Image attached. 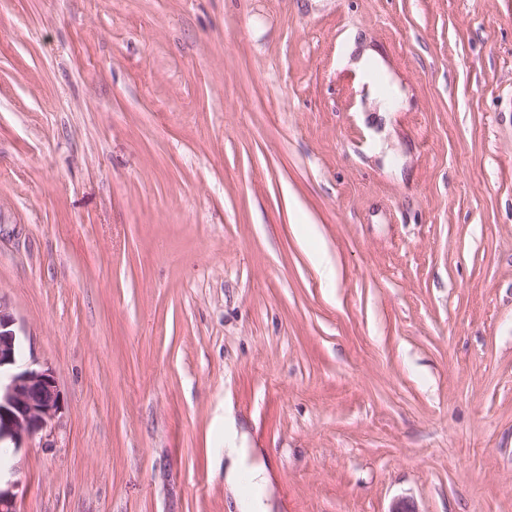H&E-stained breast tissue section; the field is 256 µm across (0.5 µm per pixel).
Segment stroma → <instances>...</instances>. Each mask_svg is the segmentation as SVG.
<instances>
[{
  "label": "stroma",
  "instance_id": "obj_1",
  "mask_svg": "<svg viewBox=\"0 0 512 512\" xmlns=\"http://www.w3.org/2000/svg\"><path fill=\"white\" fill-rule=\"evenodd\" d=\"M0 299L20 512H512V0H0ZM356 51L354 40L349 43L347 53L344 58V65L354 74L356 81L364 84L369 82L370 58L367 51L359 54ZM14 321L0 299V447L12 443V448H21L26 439L53 427L63 403L51 368L18 370L20 344ZM228 432L227 448H224V484L234 492L235 506L238 512H268L266 504V489L269 485V474L263 464L250 462L252 448L238 446L230 431L235 429V419L232 415L224 414V430ZM244 473L250 475L253 485L259 493L252 497L240 494L239 487Z\"/></svg>",
  "mask_w": 512,
  "mask_h": 512
}]
</instances>
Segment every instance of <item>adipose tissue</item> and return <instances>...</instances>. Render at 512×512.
Wrapping results in <instances>:
<instances>
[{
    "label": "adipose tissue",
    "mask_w": 512,
    "mask_h": 512,
    "mask_svg": "<svg viewBox=\"0 0 512 512\" xmlns=\"http://www.w3.org/2000/svg\"><path fill=\"white\" fill-rule=\"evenodd\" d=\"M252 451L249 448L229 443L224 450V483L236 494L235 506L238 512H267L265 491L269 485V474L264 465L251 461ZM250 476L257 493L252 497L239 495L243 476Z\"/></svg>",
    "instance_id": "ef3b65f1"
}]
</instances>
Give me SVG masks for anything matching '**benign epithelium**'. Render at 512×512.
Segmentation results:
<instances>
[{"label":"benign epithelium","mask_w":512,"mask_h":512,"mask_svg":"<svg viewBox=\"0 0 512 512\" xmlns=\"http://www.w3.org/2000/svg\"><path fill=\"white\" fill-rule=\"evenodd\" d=\"M18 335L7 304L0 299V444L19 448L51 427L63 403L49 367L18 369ZM15 484L0 485V512H19Z\"/></svg>","instance_id":"1"}]
</instances>
